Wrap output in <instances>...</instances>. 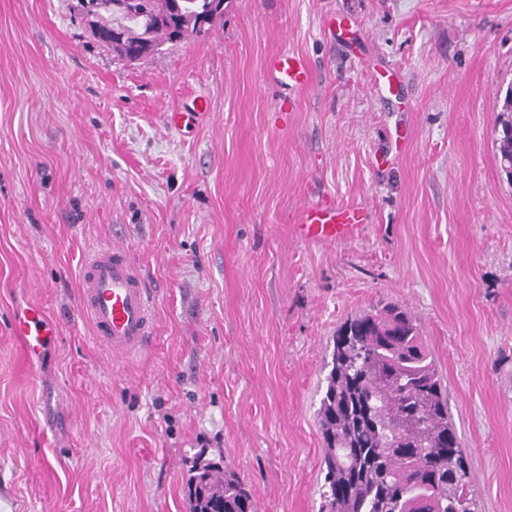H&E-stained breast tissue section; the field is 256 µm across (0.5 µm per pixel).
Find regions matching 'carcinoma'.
<instances>
[{
	"label": "carcinoma",
	"instance_id": "1",
	"mask_svg": "<svg viewBox=\"0 0 512 512\" xmlns=\"http://www.w3.org/2000/svg\"><path fill=\"white\" fill-rule=\"evenodd\" d=\"M98 41L124 37L139 60L180 37L171 24L223 14L224 0H86ZM500 169L512 180V92L496 117ZM317 410L323 443L321 512H475L448 394L417 319L385 305L346 320L333 338ZM183 491L191 512H256L247 484L196 456Z\"/></svg>",
	"mask_w": 512,
	"mask_h": 512
}]
</instances>
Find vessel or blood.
I'll return each mask as SVG.
<instances>
[{
    "label": "vessel or blood",
    "mask_w": 512,
    "mask_h": 512,
    "mask_svg": "<svg viewBox=\"0 0 512 512\" xmlns=\"http://www.w3.org/2000/svg\"><path fill=\"white\" fill-rule=\"evenodd\" d=\"M265 70L276 85L288 90L306 87L312 81L306 63L288 53L271 55ZM366 220L367 213L361 208L312 205L298 215L293 234L305 242L334 244L357 236ZM80 281L81 309L97 340L113 356L140 354L154 344V294L123 246L114 243L92 255L81 268ZM11 332L29 364L45 349L52 334L44 308L36 304L14 318Z\"/></svg>",
    "instance_id": "b4317fda"
}]
</instances>
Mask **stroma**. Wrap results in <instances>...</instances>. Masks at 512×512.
<instances>
[{
    "mask_svg": "<svg viewBox=\"0 0 512 512\" xmlns=\"http://www.w3.org/2000/svg\"><path fill=\"white\" fill-rule=\"evenodd\" d=\"M76 3L0 0V512H190L200 454L257 512H319L333 338L388 303L427 338L478 512H512V0H224L135 63ZM278 51L309 86L269 81ZM317 203L368 220L295 240ZM115 240L156 297L130 358L80 313L81 266ZM32 304L55 337L30 368L11 322ZM495 143L500 169L512 181V92H506L496 117Z\"/></svg>",
    "mask_w": 512,
    "mask_h": 512,
    "instance_id": "obj_1",
    "label": "stroma"
}]
</instances>
